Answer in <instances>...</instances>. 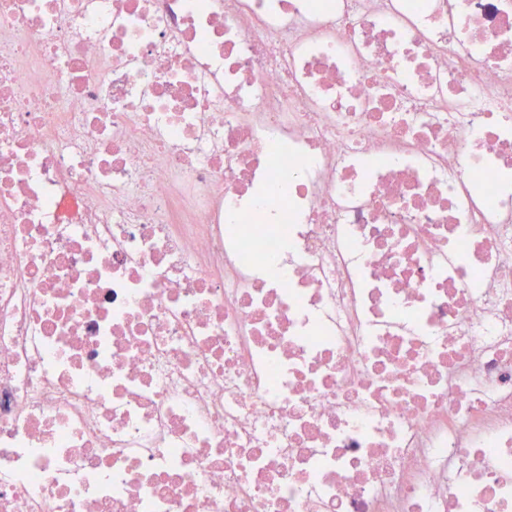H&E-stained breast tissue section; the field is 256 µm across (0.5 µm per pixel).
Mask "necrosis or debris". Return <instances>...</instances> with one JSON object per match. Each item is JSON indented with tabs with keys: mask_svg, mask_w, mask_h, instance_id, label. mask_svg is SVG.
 <instances>
[{
	"mask_svg": "<svg viewBox=\"0 0 512 512\" xmlns=\"http://www.w3.org/2000/svg\"><path fill=\"white\" fill-rule=\"evenodd\" d=\"M0 512H512V0H0Z\"/></svg>",
	"mask_w": 512,
	"mask_h": 512,
	"instance_id": "1",
	"label": "necrosis or debris"
}]
</instances>
